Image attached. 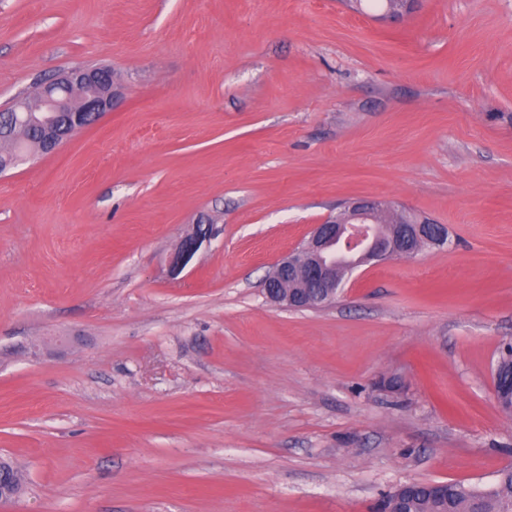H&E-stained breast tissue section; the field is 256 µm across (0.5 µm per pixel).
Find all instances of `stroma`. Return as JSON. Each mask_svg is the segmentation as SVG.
<instances>
[{"mask_svg":"<svg viewBox=\"0 0 512 512\" xmlns=\"http://www.w3.org/2000/svg\"><path fill=\"white\" fill-rule=\"evenodd\" d=\"M96 66L111 112L0 175V512H378L512 467V0H0V111ZM359 197L447 247L271 306ZM362 9L380 10L386 0H361ZM422 0H389L380 13L374 16L375 20L395 23L402 21L414 14L421 6ZM212 228L209 224H197L193 231L180 242L170 260L172 276L179 275L204 243L210 241Z\"/></svg>","mask_w":512,"mask_h":512,"instance_id":"35a3bbf8","label":"stroma"}]
</instances>
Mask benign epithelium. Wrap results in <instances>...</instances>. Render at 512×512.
Segmentation results:
<instances>
[{"mask_svg":"<svg viewBox=\"0 0 512 512\" xmlns=\"http://www.w3.org/2000/svg\"><path fill=\"white\" fill-rule=\"evenodd\" d=\"M422 0H387L374 19L395 23L414 14ZM117 91L112 70L75 68L40 88L36 104L19 99L8 109L13 121L41 130L39 154H52L75 132L98 122L112 111ZM32 157L19 144L0 173ZM392 225L386 229L385 224ZM212 228L198 224L180 242L170 260V272L179 275L201 246L210 241ZM448 240V230L420 218H405L401 211L377 199L356 198L336 215L312 231L298 247L281 259L264 281L266 299L294 310L321 309L331 304L342 288L343 278L360 268L395 258H412L425 250L440 248ZM403 486H395L386 497L383 512H406ZM17 494L11 467L0 462V502Z\"/></svg>","mask_w":512,"mask_h":512,"instance_id":"7a95c632","label":"benign epithelium"}]
</instances>
